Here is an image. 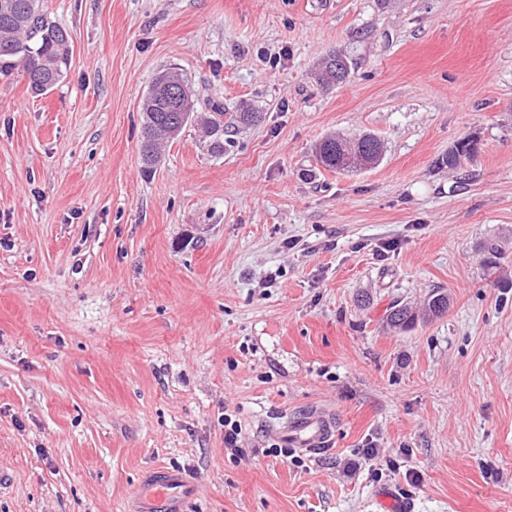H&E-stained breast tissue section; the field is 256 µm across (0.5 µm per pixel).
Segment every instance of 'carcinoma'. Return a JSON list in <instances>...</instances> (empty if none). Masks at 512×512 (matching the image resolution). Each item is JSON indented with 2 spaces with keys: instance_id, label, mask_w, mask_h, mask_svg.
Here are the masks:
<instances>
[{
  "instance_id": "1",
  "label": "carcinoma",
  "mask_w": 512,
  "mask_h": 512,
  "mask_svg": "<svg viewBox=\"0 0 512 512\" xmlns=\"http://www.w3.org/2000/svg\"><path fill=\"white\" fill-rule=\"evenodd\" d=\"M70 36L66 29L48 20L42 0H0V68H20L21 75L31 90L43 94L55 87L67 72ZM54 58L59 67L45 69L43 60ZM350 68L336 74L326 63H321L316 80L325 86L338 85L347 80ZM141 153L147 167L155 166L162 140L154 136L160 129L183 131L191 121L205 129L213 153H224V135L235 129V124H251L259 113L238 112L232 121H224V106H212V113H195V108L177 111L174 99L146 97L142 104ZM382 153V143L374 135L357 137L336 135L328 137L315 148L318 163L327 170L349 171L359 166L358 158L370 151ZM448 308V295L436 289L430 293L425 312L438 316ZM418 313L407 305L393 306L389 314L392 326L406 329L414 325Z\"/></svg>"
}]
</instances>
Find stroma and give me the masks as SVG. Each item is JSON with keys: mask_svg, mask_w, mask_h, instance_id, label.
Wrapping results in <instances>:
<instances>
[{"mask_svg": "<svg viewBox=\"0 0 512 512\" xmlns=\"http://www.w3.org/2000/svg\"><path fill=\"white\" fill-rule=\"evenodd\" d=\"M43 2L64 78L0 70V512H133L153 465L186 512H375L385 487L512 512V0ZM333 51L351 75L325 90ZM171 67L197 112L260 120L220 155L188 124L148 171ZM360 133L379 165L317 164ZM435 288L442 317L388 324ZM315 407L327 449L272 454ZM372 148L376 153H382V143L374 135L361 134L358 137L336 135L317 144L315 154L318 163L327 170L350 171L359 166L358 158L369 154ZM346 152L354 154L350 163L346 161L348 159Z\"/></svg>", "mask_w": 512, "mask_h": 512, "instance_id": "obj_1", "label": "stroma"}]
</instances>
